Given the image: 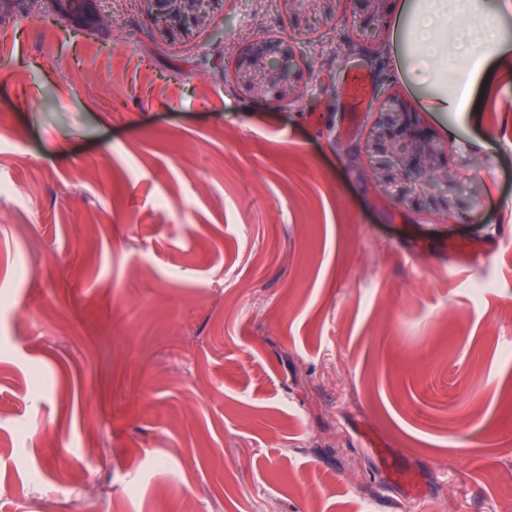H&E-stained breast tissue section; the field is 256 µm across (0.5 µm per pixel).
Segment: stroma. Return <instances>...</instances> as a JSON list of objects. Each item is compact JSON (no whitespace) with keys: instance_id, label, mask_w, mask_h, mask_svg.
<instances>
[{"instance_id":"35a3bbf8","label":"stroma","mask_w":512,"mask_h":512,"mask_svg":"<svg viewBox=\"0 0 512 512\" xmlns=\"http://www.w3.org/2000/svg\"><path fill=\"white\" fill-rule=\"evenodd\" d=\"M108 15L0 19V512H512V83L453 119L388 58L455 190L419 210L352 156L350 0ZM245 27L304 52L290 107L225 77ZM223 0H138L141 10L156 22L164 41L191 38L211 21V12ZM282 8L296 25L309 16L328 19L335 12L336 0H280Z\"/></svg>"}]
</instances>
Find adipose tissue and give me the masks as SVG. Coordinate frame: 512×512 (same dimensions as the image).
Wrapping results in <instances>:
<instances>
[{
  "label": "adipose tissue",
  "mask_w": 512,
  "mask_h": 512,
  "mask_svg": "<svg viewBox=\"0 0 512 512\" xmlns=\"http://www.w3.org/2000/svg\"><path fill=\"white\" fill-rule=\"evenodd\" d=\"M512 0H401L394 15V55L413 81L432 86L433 112L470 111L475 94L491 98L497 72L512 71V38L503 22Z\"/></svg>",
  "instance_id": "ef3b65f1"
}]
</instances>
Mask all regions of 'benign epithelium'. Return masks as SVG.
Wrapping results in <instances>:
<instances>
[{"label": "benign epithelium", "instance_id": "benign-epithelium-1", "mask_svg": "<svg viewBox=\"0 0 512 512\" xmlns=\"http://www.w3.org/2000/svg\"><path fill=\"white\" fill-rule=\"evenodd\" d=\"M42 0H0V15L18 8L30 17L44 19ZM57 23L76 33H86L105 24L103 0H50ZM222 0H138L141 10L156 22L164 41L191 38L208 25L211 12ZM389 0H351L359 35L383 39ZM295 24L313 16L327 19L335 12L336 0H280ZM233 78L243 95L275 105L291 103L302 96L299 79L307 60L291 41L274 36L252 37L232 49ZM377 116L359 156L374 172L393 185L391 195L403 203L420 207L424 198L448 201V180L436 174L442 170L445 150L420 114L400 94L382 89L378 93Z\"/></svg>", "mask_w": 512, "mask_h": 512}]
</instances>
